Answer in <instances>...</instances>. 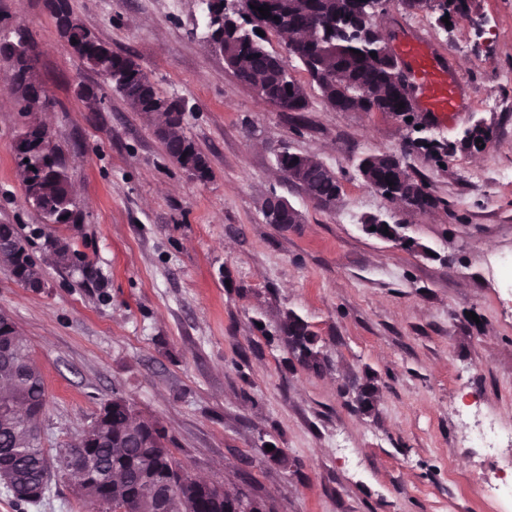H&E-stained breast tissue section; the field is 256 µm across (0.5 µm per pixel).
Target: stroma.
<instances>
[{
    "mask_svg": "<svg viewBox=\"0 0 512 512\" xmlns=\"http://www.w3.org/2000/svg\"><path fill=\"white\" fill-rule=\"evenodd\" d=\"M113 51L184 105L187 135L207 157L199 180L166 153L152 125L86 68L57 32L48 0H0V35L24 39L34 80L79 201L72 224L44 223L25 199L14 142L22 101L0 87V224L19 225L45 285L0 270V312L25 336L48 395L41 446L71 447L112 398L164 427L179 461L215 481L245 474L273 512H494L493 481L469 447L458 410L512 432V0H466L450 26L390 0L380 26L426 39L460 84L452 124L415 117L444 142L414 148L395 112H340L306 72L300 113L261 100L207 45L197 0H68ZM102 99L92 110L81 88ZM482 124L490 141L464 149ZM291 149L335 171L324 208L275 158ZM406 154L434 207L392 205L357 170L368 154ZM286 198L299 224H269L266 199ZM405 227L416 248L367 235L364 217ZM77 253L64 266L46 247ZM295 312L318 337L322 373L288 367L278 333ZM372 375L368 413L347 387ZM284 449L286 463L269 447ZM31 512H95L53 478Z\"/></svg>",
    "mask_w": 512,
    "mask_h": 512,
    "instance_id": "obj_1",
    "label": "stroma"
}]
</instances>
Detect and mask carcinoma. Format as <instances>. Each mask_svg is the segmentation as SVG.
<instances>
[{"label":"carcinoma","instance_id":"1","mask_svg":"<svg viewBox=\"0 0 512 512\" xmlns=\"http://www.w3.org/2000/svg\"><path fill=\"white\" fill-rule=\"evenodd\" d=\"M290 0H243L245 7H269L270 16L265 18L268 29L277 30L283 20L299 30L318 28V38L309 45L301 44L292 58L302 64L310 82L321 92L325 102L334 105L342 101L345 112L369 111L375 106L383 112H399L402 102L397 89L389 81L391 62L381 47L365 31V22L356 8V0H309L308 11L287 12ZM344 16L352 25L364 30L361 38L327 33L325 22L331 15ZM67 41L79 59L89 69L101 67L118 70L127 77V83L112 84V89L124 98L132 111L145 118H152V108L139 106L136 100L144 85L150 82L148 76L134 59L112 51L99 41L80 22L69 31ZM220 48L224 61L237 78L254 90L271 87L278 96L277 106L299 112L306 107V91L293 78L279 83L270 53L261 43V37L253 29L239 28L224 38H213ZM376 56H370V53ZM17 92L24 106L21 115L24 123L15 141L18 175L25 190H34L33 205L42 218L51 224H71L75 221L74 197L71 178L65 161L57 151L46 154L42 150L44 128L38 116L30 110V87L28 68L21 61L14 73ZM367 89L372 98H364L360 90ZM156 101L164 104L167 111V127L159 140L167 154L192 176L205 180L210 174L208 161L187 136L182 121V106L155 92ZM321 161L309 156L286 155L281 159L280 170L289 179H294L307 168L319 165ZM340 182L335 177L325 178L319 186L317 204L329 207L336 203ZM400 192L411 207L417 209L434 206L435 199L427 191L426 183L406 171V178L398 187H389L386 193ZM397 236L405 247L412 246L409 237L403 234L399 224H378L373 234L384 236V232ZM0 269L17 274L29 283L43 279V269L26 248V243L17 226L0 224ZM280 332L287 344L291 358L286 365L321 372L325 359L317 346V336L311 325L300 316L285 313ZM0 337L9 346L11 356L0 359V476L13 475L17 481L5 485L13 499L20 505H31L40 501L48 482L43 473L50 463L57 464V475L68 478L64 469L66 462L82 453L83 439L74 447L66 449L55 458H50L45 449L32 440L28 428L16 422L3 412V408L16 402H23L38 408L47 406V392L40 368L30 355L29 346L21 336L10 315L0 312ZM365 398L366 409L370 410L379 401L380 389L371 375L365 376L360 387ZM140 426L152 428L156 436L143 439L133 425V408L126 400L115 397L107 410V421L98 436L96 448L98 482L86 484L79 495L86 499L99 496L100 488L106 487L103 497L110 512H157L154 493V478L176 461L174 452L166 442V434L157 422L144 416L139 417ZM41 493L33 494V489ZM169 512H227L226 496L207 486H197L173 500Z\"/></svg>","mask_w":512,"mask_h":512}]
</instances>
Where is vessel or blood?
I'll use <instances>...</instances> for the list:
<instances>
[{
  "instance_id": "vessel-or-blood-1",
  "label": "vessel or blood",
  "mask_w": 512,
  "mask_h": 512,
  "mask_svg": "<svg viewBox=\"0 0 512 512\" xmlns=\"http://www.w3.org/2000/svg\"><path fill=\"white\" fill-rule=\"evenodd\" d=\"M398 55L420 92L423 109L435 119L456 121L461 110L457 88L426 44L419 40L405 41L400 44Z\"/></svg>"
}]
</instances>
